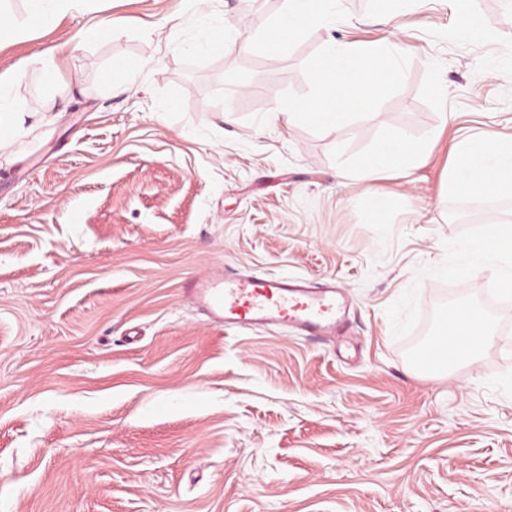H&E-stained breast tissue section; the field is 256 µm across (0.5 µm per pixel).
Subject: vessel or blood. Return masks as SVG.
Wrapping results in <instances>:
<instances>
[{"instance_id":"obj_1","label":"vessel or blood","mask_w":512,"mask_h":512,"mask_svg":"<svg viewBox=\"0 0 512 512\" xmlns=\"http://www.w3.org/2000/svg\"><path fill=\"white\" fill-rule=\"evenodd\" d=\"M184 292L213 325L286 327L299 335H336L350 307L346 290L330 281L315 287L300 278L240 271L224 275L198 271Z\"/></svg>"}]
</instances>
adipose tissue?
<instances>
[{"instance_id": "ef3b65f1", "label": "adipose tissue", "mask_w": 512, "mask_h": 512, "mask_svg": "<svg viewBox=\"0 0 512 512\" xmlns=\"http://www.w3.org/2000/svg\"><path fill=\"white\" fill-rule=\"evenodd\" d=\"M396 49L362 50L346 44L332 46L315 74L316 95L296 101L292 108L318 123L330 134L340 133L355 112L371 109L384 97L397 72ZM18 74H0V153L26 133V116L11 93ZM424 160L415 135L397 133L382 141L362 161L358 173L371 179L392 170H410ZM450 193L463 197L507 195L512 197V136L486 132L462 140L448 176ZM464 272L472 273L505 258L512 261V226L503 225L492 235L460 243Z\"/></svg>"}]
</instances>
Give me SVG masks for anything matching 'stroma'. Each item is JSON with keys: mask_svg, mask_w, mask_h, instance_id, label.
Segmentation results:
<instances>
[{"mask_svg": "<svg viewBox=\"0 0 512 512\" xmlns=\"http://www.w3.org/2000/svg\"><path fill=\"white\" fill-rule=\"evenodd\" d=\"M207 8L251 50L186 53L196 0H75L46 26L0 0L24 29L0 73L52 118L0 156V512H512V292L454 251L512 198L447 190L461 139L512 135V0H472L482 39L449 0H341L282 52L260 36L282 0ZM391 40L400 75L341 136L288 114L332 45ZM62 44L58 72L31 65ZM403 130L423 164L362 179ZM201 268L335 281L344 344L212 326L182 292ZM457 303L495 304L500 341L425 374Z\"/></svg>", "mask_w": 512, "mask_h": 512, "instance_id": "obj_1", "label": "stroma"}]
</instances>
